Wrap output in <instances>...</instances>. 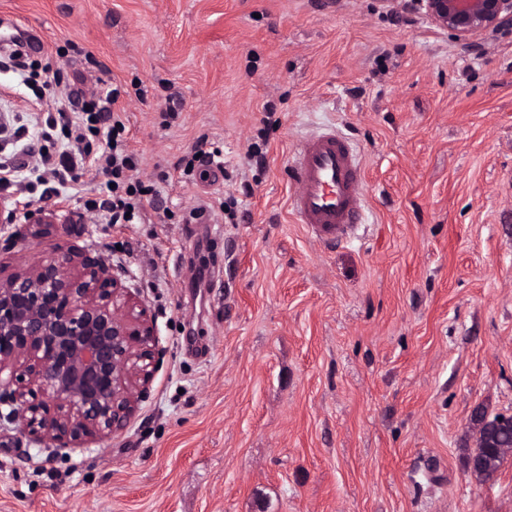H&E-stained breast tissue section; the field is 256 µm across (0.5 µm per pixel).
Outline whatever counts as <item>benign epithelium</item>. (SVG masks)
I'll return each instance as SVG.
<instances>
[{"instance_id":"obj_1","label":"benign epithelium","mask_w":512,"mask_h":512,"mask_svg":"<svg viewBox=\"0 0 512 512\" xmlns=\"http://www.w3.org/2000/svg\"><path fill=\"white\" fill-rule=\"evenodd\" d=\"M417 13L467 47L512 30V0H380ZM156 330L129 288L78 254L0 280V420L55 448L126 425L157 368ZM512 416L478 424L471 472L512 455Z\"/></svg>"}]
</instances>
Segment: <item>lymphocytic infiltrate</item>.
<instances>
[{"instance_id": "1", "label": "lymphocytic infiltrate", "mask_w": 512, "mask_h": 512, "mask_svg": "<svg viewBox=\"0 0 512 512\" xmlns=\"http://www.w3.org/2000/svg\"><path fill=\"white\" fill-rule=\"evenodd\" d=\"M120 94L119 88L102 87L98 89L95 100L88 102L83 96L74 94L72 89H64L55 107L56 117L41 126L36 141L19 146L23 154L36 160L35 165L23 174L28 182L42 183L50 179L62 186L76 179L92 154L79 119L80 113H88L91 122L106 124V135L112 139L113 147L103 162L105 171L112 177V221L116 224L126 223L130 218L138 219L145 198L157 194L154 187H143L141 182L131 177L137 168V158L129 152L122 137L125 130L123 122L111 113V107ZM59 125L65 130V137L61 140L54 136Z\"/></svg>"}]
</instances>
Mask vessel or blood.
Returning a JSON list of instances; mask_svg holds the SVG:
<instances>
[{
  "mask_svg": "<svg viewBox=\"0 0 512 512\" xmlns=\"http://www.w3.org/2000/svg\"><path fill=\"white\" fill-rule=\"evenodd\" d=\"M289 207L319 240L346 237L362 220L363 162L347 138L327 129L303 137L289 165Z\"/></svg>",
  "mask_w": 512,
  "mask_h": 512,
  "instance_id": "obj_1",
  "label": "vessel or blood"
}]
</instances>
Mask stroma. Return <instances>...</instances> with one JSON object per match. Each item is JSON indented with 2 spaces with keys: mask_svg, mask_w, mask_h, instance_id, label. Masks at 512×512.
<instances>
[{
  "mask_svg": "<svg viewBox=\"0 0 512 512\" xmlns=\"http://www.w3.org/2000/svg\"><path fill=\"white\" fill-rule=\"evenodd\" d=\"M19 31L45 76L121 86L159 195L115 224L94 165L0 187V278L81 252L146 308L160 363L110 438L0 429V512H512V457L468 468L473 411L512 415V31L471 50L379 0H0V40ZM320 125L360 152L369 206L329 243L288 206ZM203 135L218 186L178 164ZM42 208L77 220L35 235Z\"/></svg>",
  "mask_w": 512,
  "mask_h": 512,
  "instance_id": "stroma-1",
  "label": "stroma"
}]
</instances>
